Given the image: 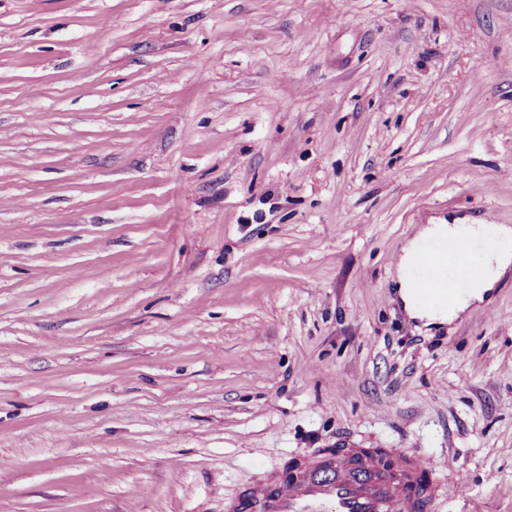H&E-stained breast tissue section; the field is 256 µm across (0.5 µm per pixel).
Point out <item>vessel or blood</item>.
Wrapping results in <instances>:
<instances>
[{
  "mask_svg": "<svg viewBox=\"0 0 512 512\" xmlns=\"http://www.w3.org/2000/svg\"><path fill=\"white\" fill-rule=\"evenodd\" d=\"M470 282L468 247L458 239L422 245L414 269L413 292L426 308L451 301ZM396 476L381 477L384 464ZM444 465L402 448L375 451L341 448L329 460L305 453L287 471L247 488L238 512H429L442 492Z\"/></svg>",
  "mask_w": 512,
  "mask_h": 512,
  "instance_id": "obj_1",
  "label": "vessel or blood"
}]
</instances>
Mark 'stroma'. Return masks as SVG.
Masks as SVG:
<instances>
[{
    "label": "stroma",
    "instance_id": "obj_1",
    "mask_svg": "<svg viewBox=\"0 0 512 512\" xmlns=\"http://www.w3.org/2000/svg\"><path fill=\"white\" fill-rule=\"evenodd\" d=\"M486 214L512 0H0V512H228L346 447L512 512V271L444 325L395 287Z\"/></svg>",
    "mask_w": 512,
    "mask_h": 512
}]
</instances>
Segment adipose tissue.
Instances as JSON below:
<instances>
[{
    "mask_svg": "<svg viewBox=\"0 0 512 512\" xmlns=\"http://www.w3.org/2000/svg\"><path fill=\"white\" fill-rule=\"evenodd\" d=\"M485 228L478 221L450 224L438 219L423 225L406 245L399 262V294L409 317L429 323H445L457 318L472 303L483 301L502 275L512 267V253L483 244ZM458 237L470 249V266L473 277L469 290L458 297L451 306L425 308L420 306L411 293V272L418 259L420 247L429 240Z\"/></svg>",
    "mask_w": 512,
    "mask_h": 512,
    "instance_id": "ef3b65f1",
    "label": "adipose tissue"
}]
</instances>
